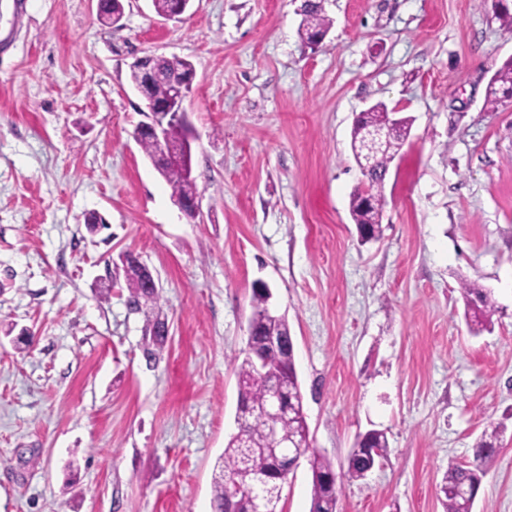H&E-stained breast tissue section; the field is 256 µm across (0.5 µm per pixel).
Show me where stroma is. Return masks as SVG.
<instances>
[{"instance_id":"35a3bbf8","label":"stroma","mask_w":512,"mask_h":512,"mask_svg":"<svg viewBox=\"0 0 512 512\" xmlns=\"http://www.w3.org/2000/svg\"><path fill=\"white\" fill-rule=\"evenodd\" d=\"M301 4L193 0L166 20L126 0L104 25L97 0H0V512H211L259 282L288 321L313 450L342 471L358 434L387 435L341 512H443L444 473L492 424L473 512H512V104L484 102L512 28L495 0H323L312 49ZM145 54L195 67L202 220L132 137ZM378 103L413 123L364 244L350 134ZM127 251L168 320L152 361L113 268ZM464 279L497 307L476 335ZM310 490L303 459L284 512H309ZM318 1L320 0L306 2L301 13L303 17L298 32L302 41L308 46L313 38L320 32H328L332 25V20L325 14Z\"/></svg>"}]
</instances>
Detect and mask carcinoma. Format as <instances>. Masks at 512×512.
Instances as JSON below:
<instances>
[{
    "instance_id": "carcinoma-1",
    "label": "carcinoma",
    "mask_w": 512,
    "mask_h": 512,
    "mask_svg": "<svg viewBox=\"0 0 512 512\" xmlns=\"http://www.w3.org/2000/svg\"><path fill=\"white\" fill-rule=\"evenodd\" d=\"M124 14L123 0H100L99 19L105 24L120 20ZM332 20L328 18L318 0H309L304 4L299 35L305 44H310L319 33L330 29ZM153 66L161 74V79L154 86V94L164 98L183 79L190 77L193 65L178 57H155ZM512 94V59L505 61L490 79L485 92V103L496 107L502 99ZM388 109L382 104L372 106L361 114L359 121L351 131V149L357 156L364 155L365 134L370 129L387 127ZM412 125L409 117L391 127V130L372 157L367 188L368 196L363 198L358 190L350 196L349 210L351 218L359 230L363 242L379 239L383 234L381 224L383 209L386 204L383 194L385 177L394 156L405 144ZM143 152L155 164L156 170L172 190V196L189 198L198 194L196 177L192 170V150L185 151L184 161L165 159L157 156L156 144L150 139L138 140ZM130 300L137 308H146L151 341L156 346H163L167 334V320L162 316L158 292L146 285L139 270L132 269L126 277ZM465 301V317L477 325L474 332L486 328L492 323L496 307L490 293L474 284L461 285ZM268 298L263 292L253 293V312L251 319L260 321L258 331L249 337V341L258 347L268 336L291 339L288 320L285 316L267 309ZM238 404L250 408V411L236 420V434L230 436L224 448V456L218 463L212 482L213 512H256L257 500L247 489L251 477L264 475L273 483H279L277 476L281 461L294 452L292 448H275L269 438V425L260 409L269 397L270 387L267 378L255 373L248 355H243L237 364ZM288 391L293 394V406L288 417L281 423V428L294 438L309 437V428L304 412L303 396L298 375L290 374ZM498 429L492 428L482 434L478 444L473 448V462L467 467L450 466L439 486L441 504L444 512H468V501L459 496L456 489L460 486L481 485V477L486 474L499 451ZM309 464L312 472L311 503L309 512H339L338 485L329 480L335 473L330 460L321 454L311 453ZM372 462L356 453L349 456L346 470L337 477L339 481L352 482L366 476ZM239 482L245 489L232 493L234 482Z\"/></svg>"
}]
</instances>
